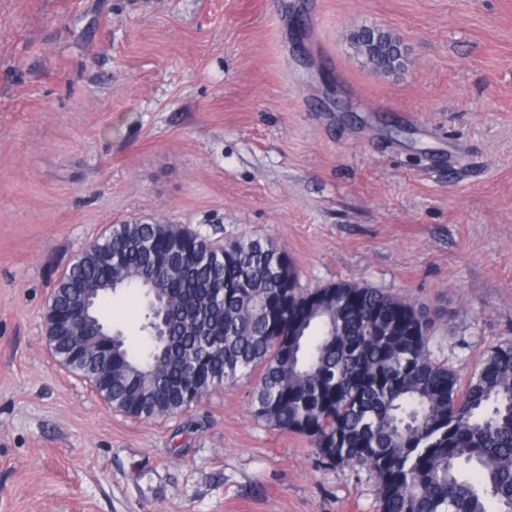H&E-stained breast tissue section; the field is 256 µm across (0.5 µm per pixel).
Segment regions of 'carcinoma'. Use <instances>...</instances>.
I'll use <instances>...</instances> for the list:
<instances>
[{
    "label": "carcinoma",
    "instance_id": "carcinoma-1",
    "mask_svg": "<svg viewBox=\"0 0 512 512\" xmlns=\"http://www.w3.org/2000/svg\"><path fill=\"white\" fill-rule=\"evenodd\" d=\"M368 64L394 68L393 36ZM55 282L58 363L112 408L177 414L212 389L259 371L257 417L309 439L321 462L362 466L379 483L378 512H512V345L486 351L466 385L432 358L434 322L377 288L342 281L299 289L288 253L266 240L218 244L178 224H113ZM98 287L91 321L71 317ZM141 296L146 352L112 329L109 296Z\"/></svg>",
    "mask_w": 512,
    "mask_h": 512
}]
</instances>
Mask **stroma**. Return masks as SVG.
<instances>
[{
    "label": "stroma",
    "mask_w": 512,
    "mask_h": 512,
    "mask_svg": "<svg viewBox=\"0 0 512 512\" xmlns=\"http://www.w3.org/2000/svg\"><path fill=\"white\" fill-rule=\"evenodd\" d=\"M135 219L435 313L470 374L512 344V0H0V512H376L371 471L255 415L258 375L139 419L56 361L54 281ZM374 32L377 33V40L375 38V34ZM353 37H355V41L353 42V46L355 47L360 39H370V40H373V42L369 43L370 46L372 47V53L370 54L369 57H367L369 59V61H367V63L369 65H371V67L373 69H375L376 71H380V70H390V69H393L394 68V63L396 61H400L401 58H404L405 55L401 56L399 59L395 60V61H391L389 55H388V48L390 45H392L394 42H393V36L389 33V32H386L384 29L380 28V27H377V26H362L360 28H358L357 30H355L352 35H351V39L353 41ZM373 43H377L379 48L378 50H374L375 47H373Z\"/></svg>",
    "instance_id": "35a3bbf8"
}]
</instances>
